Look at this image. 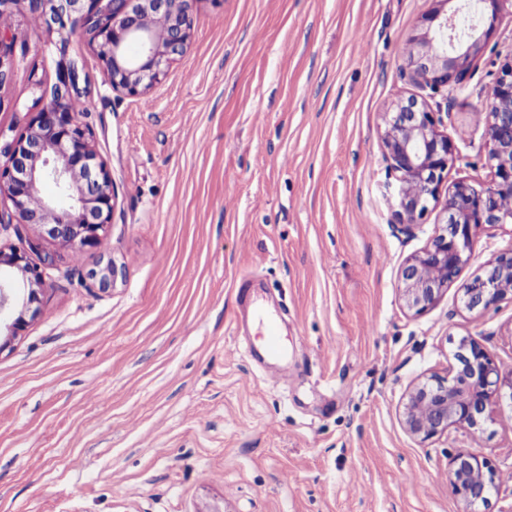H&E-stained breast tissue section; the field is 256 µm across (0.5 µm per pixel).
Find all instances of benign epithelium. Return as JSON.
I'll list each match as a JSON object with an SVG mask.
<instances>
[{"mask_svg": "<svg viewBox=\"0 0 512 512\" xmlns=\"http://www.w3.org/2000/svg\"><path fill=\"white\" fill-rule=\"evenodd\" d=\"M193 0H0L24 11L38 25L54 22L70 28L69 36L86 38L103 64L104 80L113 91L139 96L158 81L165 67L183 55L190 43ZM416 33L403 54L401 75L432 95H444L465 84L485 39L493 28L466 44L456 43L455 28L443 4L428 0ZM491 10V23L512 15V0H482ZM167 22L155 26L152 19ZM137 42L138 57L126 53ZM88 95L80 87L73 63L59 65V84L53 101L42 107L11 141L0 146V196L11 201L16 222L38 226L48 237L80 251L99 244L104 225L111 223L116 193L105 160L94 147L91 128L82 121L75 101ZM476 119L487 126L488 157L493 178L488 184L459 181L448 189L446 224L426 247L401 270L406 308L422 314L433 307L470 262L477 230L512 224V53L505 56ZM438 113L415 99L398 103L387 113L382 135L383 157L389 175L399 183L395 218L408 227L437 200L444 173L454 160V145L439 129ZM53 182L65 204L40 196L44 182ZM43 285L40 267L25 248L0 247V308L18 300L29 309ZM28 290L24 298L17 291ZM461 301L480 313L512 302V250L493 255L461 286ZM506 398L512 403V378L504 380L490 350L474 338L459 341L448 376L434 375L415 384L402 410V424L411 436L425 442L450 427L482 432L488 406ZM498 474L479 452L460 451L450 459L448 484L465 505L463 512L487 500Z\"/></svg>", "mask_w": 512, "mask_h": 512, "instance_id": "7a95c632", "label": "benign epithelium"}]
</instances>
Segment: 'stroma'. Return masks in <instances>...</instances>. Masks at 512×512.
<instances>
[{"label":"stroma","instance_id":"35a3bbf8","mask_svg":"<svg viewBox=\"0 0 512 512\" xmlns=\"http://www.w3.org/2000/svg\"><path fill=\"white\" fill-rule=\"evenodd\" d=\"M428 7L194 0L187 52L140 96L112 91L87 40L64 52L63 32L9 16L0 132L20 131L74 62L116 205L79 253L0 227L2 247L38 242L44 281L39 314L0 335V512H462L451 454L512 471L501 406L477 439L452 427L422 442L401 424L409 390L447 375L462 337L512 375V303L467 311L458 284L420 315L401 298L448 186L492 178L475 114L512 50V17L475 18L492 34L439 104L399 72ZM411 98L440 108L456 158L408 234L381 136ZM510 249L511 225L482 227L460 282ZM110 263L104 289L94 274ZM245 275L257 310L284 319L281 360L245 351L260 332L237 323Z\"/></svg>","mask_w":512,"mask_h":512}]
</instances>
